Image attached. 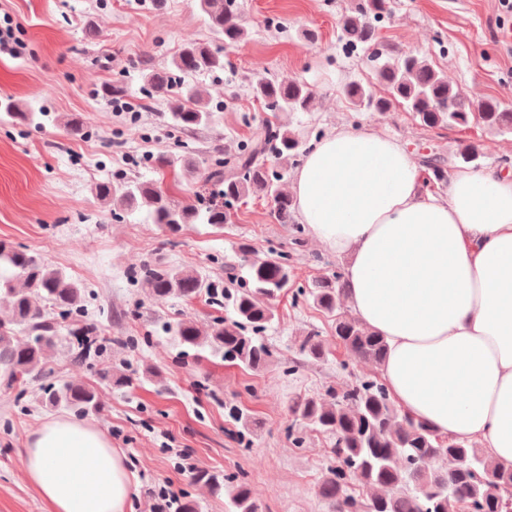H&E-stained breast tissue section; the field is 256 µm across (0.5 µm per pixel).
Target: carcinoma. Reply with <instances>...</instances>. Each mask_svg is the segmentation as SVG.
I'll list each match as a JSON object with an SVG mask.
<instances>
[{"instance_id":"1","label":"carcinoma","mask_w":512,"mask_h":512,"mask_svg":"<svg viewBox=\"0 0 512 512\" xmlns=\"http://www.w3.org/2000/svg\"><path fill=\"white\" fill-rule=\"evenodd\" d=\"M206 15L212 42H190L163 69L145 75L149 92L169 91L172 82L206 72L224 70V46L239 45L247 30L239 23L235 0H199ZM387 10V0H360L358 8L344 19L348 44L369 48L376 44L372 21ZM374 73L385 95L350 82L345 94L356 107L386 112L401 106L428 128L464 130L476 124L496 134L512 133V103L488 99L473 102L453 88L446 76L428 60L414 53L395 55L384 48L371 53ZM252 95L271 112V119L256 132L247 146L233 158L214 163L200 179L199 162L185 154L163 155L158 169L175 172L182 181L203 185L215 181L223 186L222 200L204 209L172 198L157 181H104L93 188L95 197L120 212L144 209L152 223L172 234L185 224H228L234 217V203L249 194L269 197L273 216L286 223L295 200L283 187L284 175L269 163L283 166L296 161L302 137L278 122L283 112H309L315 100L313 89L304 82L282 83L261 75L250 86ZM168 117L176 131L208 125L214 116L210 102L198 88L187 84L185 92L167 100ZM3 115L28 124L36 113L18 112L10 103L1 104ZM472 163L480 157L476 146L466 145L453 156L433 154L423 166L428 182H448L453 158ZM243 255L245 285L224 288L201 270L146 264L139 272L143 288L152 297H175L192 301L200 296L217 306H230L233 316L218 319L202 328L194 320L168 326V331L185 350L209 349L214 355L248 370L266 367L273 352L261 334L275 318L271 301L288 287L291 269L288 255L261 257L248 245ZM347 284L336 273L317 279L313 287L297 291L328 316L335 317V335L354 358L380 363L386 355L384 339L358 318L344 311ZM85 290L51 265L41 254L0 240V305L10 317L0 318V383L8 389L24 386L51 375L46 351L62 339V330L77 337L71 347L72 361L85 364L94 346L96 324L84 308ZM300 355L315 361L325 349L318 332L305 336ZM46 407L62 406L80 414L101 411L96 391L86 385L63 383L47 386L40 395ZM296 420L333 440L336 465L327 469L319 485L321 498L335 512H507L512 504V469H498L482 449L451 435H443L398 409L381 380L365 376L321 396H299L293 400ZM194 480L213 491L226 493L228 512H258L245 477L200 470ZM362 488L355 496L349 485Z\"/></svg>"}]
</instances>
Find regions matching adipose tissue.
Listing matches in <instances>:
<instances>
[{"mask_svg":"<svg viewBox=\"0 0 512 512\" xmlns=\"http://www.w3.org/2000/svg\"><path fill=\"white\" fill-rule=\"evenodd\" d=\"M292 193L310 236L348 259L347 300L387 345L378 371L395 404L512 469V172L459 168L439 197L399 141L338 129ZM22 464L50 512H127L135 492L88 421H44Z\"/></svg>","mask_w":512,"mask_h":512,"instance_id":"ef3b65f1","label":"adipose tissue"}]
</instances>
